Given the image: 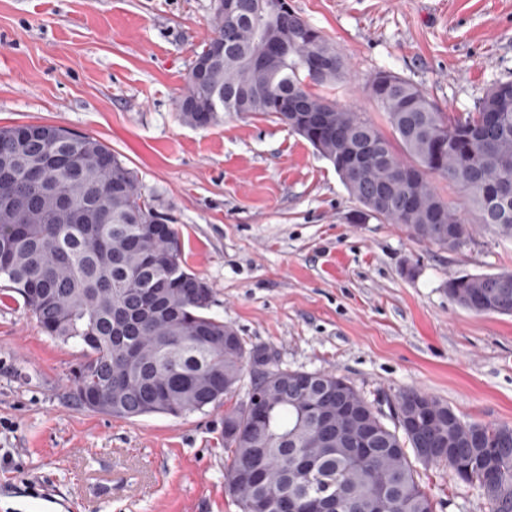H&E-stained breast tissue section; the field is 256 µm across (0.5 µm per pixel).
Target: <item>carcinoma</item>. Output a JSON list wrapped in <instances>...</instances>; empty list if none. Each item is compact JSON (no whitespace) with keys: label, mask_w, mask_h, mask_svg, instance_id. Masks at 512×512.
Listing matches in <instances>:
<instances>
[{"label":"carcinoma","mask_w":512,"mask_h":512,"mask_svg":"<svg viewBox=\"0 0 512 512\" xmlns=\"http://www.w3.org/2000/svg\"><path fill=\"white\" fill-rule=\"evenodd\" d=\"M240 20L213 18L197 55L224 45L203 79L189 71L179 97L183 121L217 123L222 112L275 117L328 160L359 203L354 220L401 224L419 242L456 250L477 224L512 239V81L492 84L474 111L444 112L419 86L378 71L365 89L393 138L366 113L323 90L345 78L336 42L288 0H236ZM293 29L294 47L272 52L269 24ZM440 178L463 194L464 208L437 193ZM135 171L99 138L60 126L0 127V279L6 296L52 339L80 344L74 401L133 419L179 417L216 405L250 376L247 401L224 413L227 491L241 512H288V498L334 496L339 512H436L410 457L446 465L476 488L491 512H512V425H474L436 399L438 415L407 430L346 378L314 372L325 386L307 391L300 371L275 367L271 349L224 340L227 325L207 314L212 292L186 270L178 230L156 224ZM448 296L487 293L483 314L512 315V271L448 280ZM342 392L364 419L368 448L351 446L358 426L323 427L317 409ZM490 434L487 455L468 447L467 430ZM455 448L453 454L426 448Z\"/></svg>","instance_id":"carcinoma-1"}]
</instances>
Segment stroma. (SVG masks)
<instances>
[{"instance_id":"35a3bbf8","label":"stroma","mask_w":512,"mask_h":512,"mask_svg":"<svg viewBox=\"0 0 512 512\" xmlns=\"http://www.w3.org/2000/svg\"><path fill=\"white\" fill-rule=\"evenodd\" d=\"M349 68L330 96L378 126V71L473 111L512 80V0H289ZM213 0H0V127L45 123L122 155L208 283L211 317L280 369L333 372L372 402L418 389L467 422L512 425V316L458 306L449 278L512 271V240L480 228L441 251L402 227L352 223L333 166L275 117L185 124L178 98ZM80 345L0 295V512H240L224 485V410L131 420L73 399ZM437 512H489L445 466L417 464Z\"/></svg>"}]
</instances>
